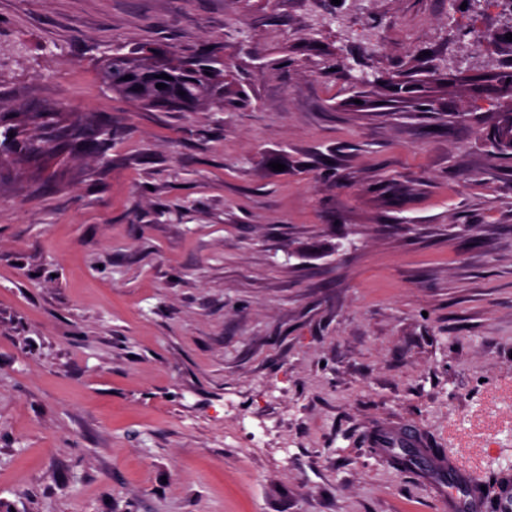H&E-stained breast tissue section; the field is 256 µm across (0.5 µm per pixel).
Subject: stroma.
<instances>
[{
  "mask_svg": "<svg viewBox=\"0 0 512 512\" xmlns=\"http://www.w3.org/2000/svg\"><path fill=\"white\" fill-rule=\"evenodd\" d=\"M511 32L491 0H0V120L107 129L0 165V512H439L366 443L396 422L512 468ZM143 46L233 57L242 97L114 95Z\"/></svg>",
  "mask_w": 512,
  "mask_h": 512,
  "instance_id": "35a3bbf8",
  "label": "stroma"
}]
</instances>
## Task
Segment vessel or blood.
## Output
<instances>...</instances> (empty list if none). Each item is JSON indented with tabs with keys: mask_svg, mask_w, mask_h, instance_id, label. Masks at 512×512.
<instances>
[{
	"mask_svg": "<svg viewBox=\"0 0 512 512\" xmlns=\"http://www.w3.org/2000/svg\"><path fill=\"white\" fill-rule=\"evenodd\" d=\"M367 439L371 447L380 449L387 456L393 455L401 447L423 448L428 444L425 435L409 424L371 429ZM429 470L437 477L433 495L442 512H486L484 499L471 489L459 459L430 456Z\"/></svg>",
	"mask_w": 512,
	"mask_h": 512,
	"instance_id": "vessel-or-blood-1",
	"label": "vessel or blood"
}]
</instances>
